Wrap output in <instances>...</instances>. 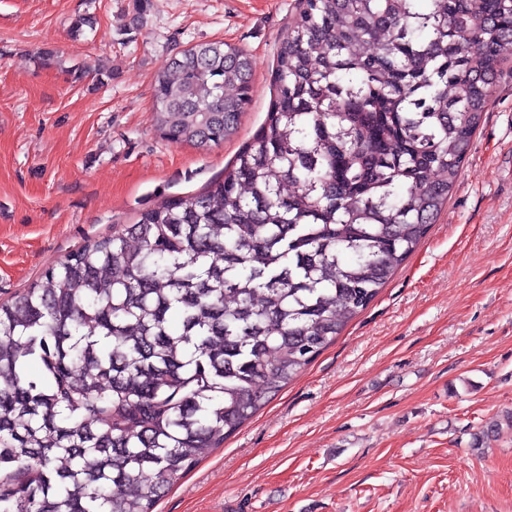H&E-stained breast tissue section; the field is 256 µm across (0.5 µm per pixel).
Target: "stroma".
Returning a JSON list of instances; mask_svg holds the SVG:
<instances>
[{
	"mask_svg": "<svg viewBox=\"0 0 512 512\" xmlns=\"http://www.w3.org/2000/svg\"><path fill=\"white\" fill-rule=\"evenodd\" d=\"M299 0H0V301L170 197L264 122ZM221 40L252 59L236 134L163 138L156 77ZM512 60L459 180L375 300L156 512H512Z\"/></svg>",
	"mask_w": 512,
	"mask_h": 512,
	"instance_id": "obj_1",
	"label": "stroma"
}]
</instances>
